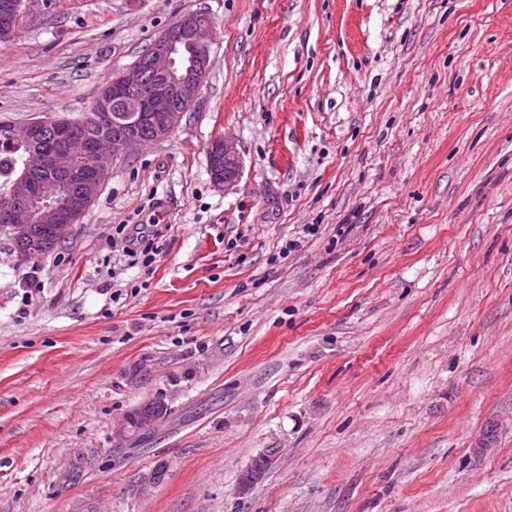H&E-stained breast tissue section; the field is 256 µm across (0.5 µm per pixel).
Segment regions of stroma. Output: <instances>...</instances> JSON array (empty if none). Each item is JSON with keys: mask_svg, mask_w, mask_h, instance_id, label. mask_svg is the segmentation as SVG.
<instances>
[{"mask_svg": "<svg viewBox=\"0 0 512 512\" xmlns=\"http://www.w3.org/2000/svg\"><path fill=\"white\" fill-rule=\"evenodd\" d=\"M197 11L181 124L53 252L0 234V512H512V0H24L0 122L81 118ZM208 154L209 163L218 160L220 156L224 157V174L213 179L217 186H224V190L232 189L236 186L241 173L240 153L233 141L224 137L210 146ZM158 404L159 401L149 400L128 414L118 429L117 435L124 437L130 430L129 426L133 421L137 423L138 429L142 427H156L163 418V414L159 413Z\"/></svg>", "mask_w": 512, "mask_h": 512, "instance_id": "obj_1", "label": "stroma"}]
</instances>
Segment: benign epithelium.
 <instances>
[{
	"instance_id": "1",
	"label": "benign epithelium",
	"mask_w": 512,
	"mask_h": 512,
	"mask_svg": "<svg viewBox=\"0 0 512 512\" xmlns=\"http://www.w3.org/2000/svg\"><path fill=\"white\" fill-rule=\"evenodd\" d=\"M190 52L186 74L174 73L172 54L178 46ZM210 53L205 32L189 13L172 23L155 41L146 62H137L101 89L95 99L98 133L82 138L67 120L36 119L18 128L6 125L5 143L26 148L24 170L14 181L8 202L0 207V231L7 233L22 262L38 259L45 248L28 245L38 225L48 239L59 243L77 222L71 211L76 204L88 206L98 195L93 172L106 175V161L129 155L147 140L166 138L181 122L184 113L170 111L174 98L194 103L209 71ZM224 158V174L214 183L229 190L241 173L240 153L233 141L224 138L210 146L208 160ZM163 418L158 401L149 400L128 414L118 429L123 437L130 423L155 427Z\"/></svg>"
}]
</instances>
